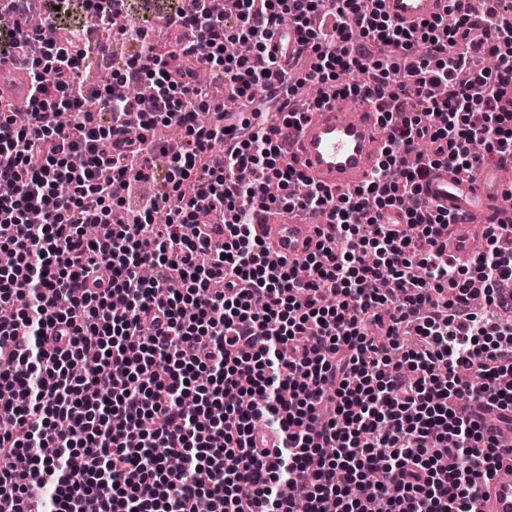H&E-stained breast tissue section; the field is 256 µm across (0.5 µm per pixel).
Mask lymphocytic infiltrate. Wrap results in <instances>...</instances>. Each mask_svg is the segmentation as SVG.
Listing matches in <instances>:
<instances>
[{"mask_svg": "<svg viewBox=\"0 0 512 512\" xmlns=\"http://www.w3.org/2000/svg\"><path fill=\"white\" fill-rule=\"evenodd\" d=\"M145 18L113 71L128 95L79 78L97 44L54 42L69 0H0V61L29 85L28 120L0 109V503L26 512H476L512 429V247L490 233L465 263L423 180L512 164V19L459 0L408 29L381 0H191ZM198 34L170 67L156 24ZM310 64L284 82L268 42L284 23ZM251 47L228 56L230 42ZM242 103L211 102L198 69ZM150 84L142 99L136 87ZM377 112L376 172L334 192L286 140L328 96ZM182 146L168 149L166 129ZM222 155H213L215 144ZM154 194L116 224L132 183ZM319 221L302 263L269 258L258 209ZM228 233L211 243L204 225ZM284 439L258 452L259 422Z\"/></svg>", "mask_w": 512, "mask_h": 512, "instance_id": "obj_1", "label": "lymphocytic infiltrate"}]
</instances>
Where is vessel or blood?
I'll return each instance as SVG.
<instances>
[{
    "label": "vessel or blood",
    "instance_id": "vessel-or-blood-1",
    "mask_svg": "<svg viewBox=\"0 0 512 512\" xmlns=\"http://www.w3.org/2000/svg\"><path fill=\"white\" fill-rule=\"evenodd\" d=\"M385 11L398 23L412 26L444 13L448 0H383ZM270 54L282 56L285 66H292L306 47L297 40L281 44L279 38L269 43ZM28 84L24 73L0 76V98L23 105ZM384 133L375 112L363 108L349 114L328 102L294 130L289 155L298 169L309 178L335 191H346L365 183L377 168ZM502 172L495 167H481L475 177L464 179L448 167L433 170L422 188L423 198L433 209L454 214L455 234L448 240L450 256L467 259L485 244L484 236L473 233L476 224L512 223V200ZM256 232L270 245L276 258L295 263L315 247L314 225L301 222L296 214L281 208L257 213ZM479 512H512V477L496 478L484 488L478 501Z\"/></svg>",
    "mask_w": 512,
    "mask_h": 512
}]
</instances>
